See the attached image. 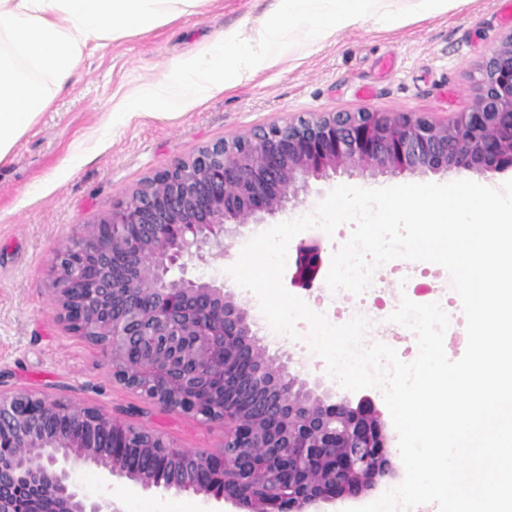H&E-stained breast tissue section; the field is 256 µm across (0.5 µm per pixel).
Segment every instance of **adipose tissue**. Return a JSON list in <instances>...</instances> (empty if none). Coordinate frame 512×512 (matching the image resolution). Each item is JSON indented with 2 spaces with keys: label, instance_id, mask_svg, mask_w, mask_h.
<instances>
[{
  "label": "adipose tissue",
  "instance_id": "obj_1",
  "mask_svg": "<svg viewBox=\"0 0 512 512\" xmlns=\"http://www.w3.org/2000/svg\"><path fill=\"white\" fill-rule=\"evenodd\" d=\"M206 0H0V161L52 103L87 46L147 33Z\"/></svg>",
  "mask_w": 512,
  "mask_h": 512
}]
</instances>
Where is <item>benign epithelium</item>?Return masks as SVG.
I'll use <instances>...</instances> for the list:
<instances>
[{
    "instance_id": "7a95c632",
    "label": "benign epithelium",
    "mask_w": 512,
    "mask_h": 512,
    "mask_svg": "<svg viewBox=\"0 0 512 512\" xmlns=\"http://www.w3.org/2000/svg\"><path fill=\"white\" fill-rule=\"evenodd\" d=\"M481 92L454 116L320 112L219 138L147 176L48 259L66 329L110 348L112 376L144 400L224 425V455L189 452L96 406L0 388V512H118L73 479L191 491L243 512H310L357 497L393 469L369 397L326 403L267 357L250 315L224 286L187 276L222 257L237 228L275 215L309 179L340 170L390 174L512 169V33L484 59ZM320 242L296 247L314 269ZM178 267L182 275L169 273ZM141 350L130 362L127 351ZM192 460L204 483L162 479Z\"/></svg>"
}]
</instances>
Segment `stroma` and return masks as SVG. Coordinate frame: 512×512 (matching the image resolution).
Wrapping results in <instances>:
<instances>
[{
  "mask_svg": "<svg viewBox=\"0 0 512 512\" xmlns=\"http://www.w3.org/2000/svg\"><path fill=\"white\" fill-rule=\"evenodd\" d=\"M278 0H208L192 14L148 33L89 47L80 67L51 106L35 119L10 155L0 161V381L62 396L113 412L133 408L137 422L176 445L218 453L224 428L143 401L112 377L110 353L71 334L56 318L46 260L72 241L84 224L153 171L189 158L209 141L248 133L271 122L318 112L429 113L444 119L470 105L479 92L480 66L512 33L503 19L512 0H450L447 13L407 17L396 29L373 22L352 26L323 41H299L280 64L215 90L185 111L119 109L142 87L161 79L171 62L195 53L225 29L251 35L275 12ZM471 180L497 187L512 170L479 173L333 174L310 179L283 212L243 228L224 258L194 262L192 273L223 283L249 312L252 330L291 375L307 380L334 401L358 402L326 365L305 360L299 348L272 336L255 295L228 277L245 243L269 227L314 211L336 186L382 188L407 183ZM393 475L355 498L318 504V512H351L377 500L405 477L398 434L386 423ZM75 479L91 498H111L118 512H237L190 492L152 489L132 482L106 483L98 470L77 469Z\"/></svg>",
  "mask_w": 512,
  "mask_h": 512,
  "instance_id": "stroma-1",
  "label": "stroma"
}]
</instances>
